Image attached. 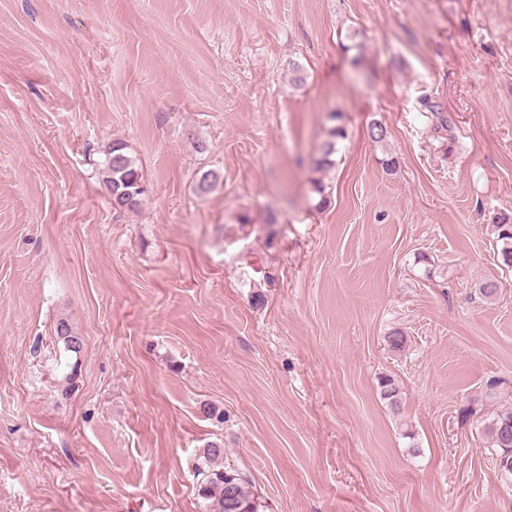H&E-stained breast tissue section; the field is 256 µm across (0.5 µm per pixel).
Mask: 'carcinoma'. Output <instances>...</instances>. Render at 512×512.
<instances>
[{
  "label": "carcinoma",
  "instance_id": "cac0c4a2",
  "mask_svg": "<svg viewBox=\"0 0 512 512\" xmlns=\"http://www.w3.org/2000/svg\"><path fill=\"white\" fill-rule=\"evenodd\" d=\"M345 138L341 126L333 127L321 146L320 157L314 161L318 170H326L336 165L337 140ZM105 183L112 195L115 210L131 211L140 206L145 193L144 178L136 160L122 140H114L109 145L103 162ZM498 238L503 241L500 250L504 266L512 268V224H499ZM56 343L67 352L79 354L82 338L69 319L59 318L55 323ZM380 396L394 411L399 412L400 389L390 376L378 379ZM489 433L496 450L500 469L512 475V409L506 408L494 417L489 425ZM203 466L196 473V493L202 501L204 512H262L260 495L256 490L251 474L242 469L224 466V444L212 441L201 450Z\"/></svg>",
  "mask_w": 512,
  "mask_h": 512
}]
</instances>
